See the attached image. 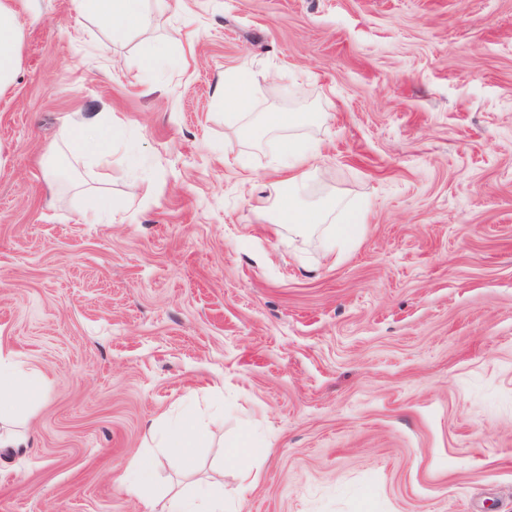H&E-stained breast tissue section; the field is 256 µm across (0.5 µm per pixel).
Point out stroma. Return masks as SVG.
Here are the masks:
<instances>
[{
	"label": "stroma",
	"instance_id": "1",
	"mask_svg": "<svg viewBox=\"0 0 512 512\" xmlns=\"http://www.w3.org/2000/svg\"><path fill=\"white\" fill-rule=\"evenodd\" d=\"M35 5L0 99V352L44 382L0 512H164L196 479L242 512H512V0H180L118 41ZM246 71L251 111L311 116L328 225L364 211L341 251L259 216L278 141L218 92ZM77 112L107 165L66 149ZM194 406V476L163 458L129 495ZM156 475L154 462L150 457L135 454L126 460V489L129 493L139 495L143 489L155 482Z\"/></svg>",
	"mask_w": 512,
	"mask_h": 512
}]
</instances>
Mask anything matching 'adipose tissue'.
<instances>
[{"instance_id":"adipose-tissue-1","label":"adipose tissue","mask_w":512,"mask_h":512,"mask_svg":"<svg viewBox=\"0 0 512 512\" xmlns=\"http://www.w3.org/2000/svg\"><path fill=\"white\" fill-rule=\"evenodd\" d=\"M19 0H0V98L12 89L20 69V45L23 29L19 20ZM146 0H79L80 12L90 14L113 38H121L133 28L151 24L158 11L170 8L169 0H153V8H146ZM310 121L302 112H269L262 123L276 132L279 142V161L273 171L281 189L278 198L277 221L296 227L325 223L329 208L305 209L297 199L306 188L311 170L316 169L321 157L316 145L301 143L295 137L298 129ZM41 383L38 372H19L9 356L0 354V455L11 456L28 446L29 437L14 425L19 403ZM201 421L197 412L168 421L156 436L161 455L189 465L198 443Z\"/></svg>"}]
</instances>
